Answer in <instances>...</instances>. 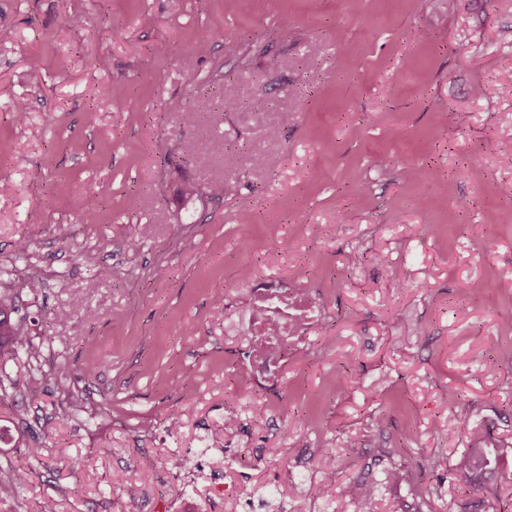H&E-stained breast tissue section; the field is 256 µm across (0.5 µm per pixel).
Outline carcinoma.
Masks as SVG:
<instances>
[{
	"label": "carcinoma",
	"mask_w": 512,
	"mask_h": 512,
	"mask_svg": "<svg viewBox=\"0 0 512 512\" xmlns=\"http://www.w3.org/2000/svg\"><path fill=\"white\" fill-rule=\"evenodd\" d=\"M41 288V282L35 279H20L13 283L12 291L0 292V365L15 361L21 357L26 359L28 381L35 382L42 375L39 364L42 346L33 342L24 325L13 318L18 312L16 298L24 292L34 293ZM57 389L61 393H70L73 387L71 369L66 365L55 368L53 373ZM512 452V444L502 445L487 451L483 448H469L459 458L457 471L467 479L472 478L480 469L486 468L499 457ZM28 482V473L24 469L0 470V492L17 490Z\"/></svg>",
	"instance_id": "carcinoma-1"
}]
</instances>
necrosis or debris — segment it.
<instances>
[{"instance_id":"obj_1","label":"necrosis or debris","mask_w":512,"mask_h":512,"mask_svg":"<svg viewBox=\"0 0 512 512\" xmlns=\"http://www.w3.org/2000/svg\"><path fill=\"white\" fill-rule=\"evenodd\" d=\"M324 319V306L312 290L279 281L253 289L237 324L251 387L263 393L277 391L288 365L310 350Z\"/></svg>"}]
</instances>
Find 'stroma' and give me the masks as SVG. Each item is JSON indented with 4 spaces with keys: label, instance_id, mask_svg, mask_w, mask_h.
<instances>
[{
    "label": "stroma",
    "instance_id": "stroma-1",
    "mask_svg": "<svg viewBox=\"0 0 512 512\" xmlns=\"http://www.w3.org/2000/svg\"><path fill=\"white\" fill-rule=\"evenodd\" d=\"M489 183L512 187V0H0V278L59 273L17 300L42 379L0 368L25 384L0 468L29 473L0 512H512L511 455L454 469L512 441V195ZM272 279L328 318L263 396L234 323ZM512 452V444L493 448L491 452L485 448H467V451L459 458L456 464L457 471L467 478L471 479L478 469L486 468L495 464L500 456L507 455Z\"/></svg>",
    "mask_w": 512,
    "mask_h": 512
}]
</instances>
